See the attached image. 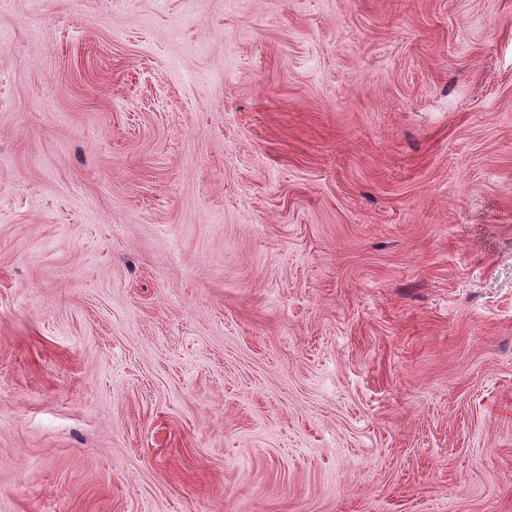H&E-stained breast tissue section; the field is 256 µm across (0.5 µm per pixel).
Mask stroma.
I'll return each instance as SVG.
<instances>
[{
	"instance_id": "1",
	"label": "stroma",
	"mask_w": 512,
	"mask_h": 512,
	"mask_svg": "<svg viewBox=\"0 0 512 512\" xmlns=\"http://www.w3.org/2000/svg\"><path fill=\"white\" fill-rule=\"evenodd\" d=\"M0 512H512V0H0Z\"/></svg>"
}]
</instances>
